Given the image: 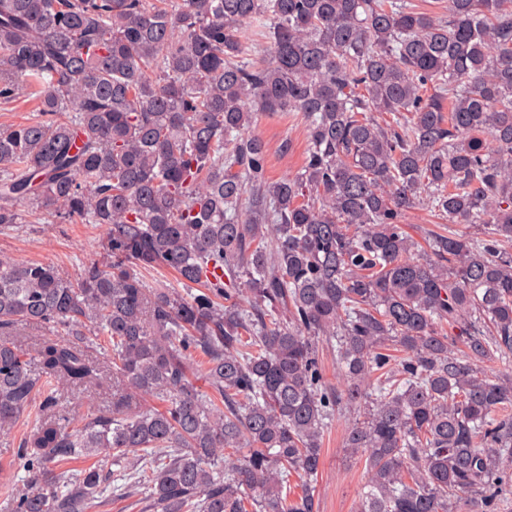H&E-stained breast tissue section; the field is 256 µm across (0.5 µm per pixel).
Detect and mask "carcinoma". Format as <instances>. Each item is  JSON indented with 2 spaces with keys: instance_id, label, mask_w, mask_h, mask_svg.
<instances>
[{
  "instance_id": "carcinoma-1",
  "label": "carcinoma",
  "mask_w": 512,
  "mask_h": 512,
  "mask_svg": "<svg viewBox=\"0 0 512 512\" xmlns=\"http://www.w3.org/2000/svg\"><path fill=\"white\" fill-rule=\"evenodd\" d=\"M24 93L0 229L98 224L112 264L0 255V436L39 416L16 512H88L120 464L156 512H319L341 416L357 512L509 499L512 0H0V103ZM261 112L301 113L298 173L267 177ZM62 401L64 403H72V401H77L81 405V411L86 412L89 409V407H102L103 405L110 404L112 402V391H107V394H105L104 392L99 393L98 391L85 393L78 391H69L68 393H65L64 396H62Z\"/></svg>"
}]
</instances>
